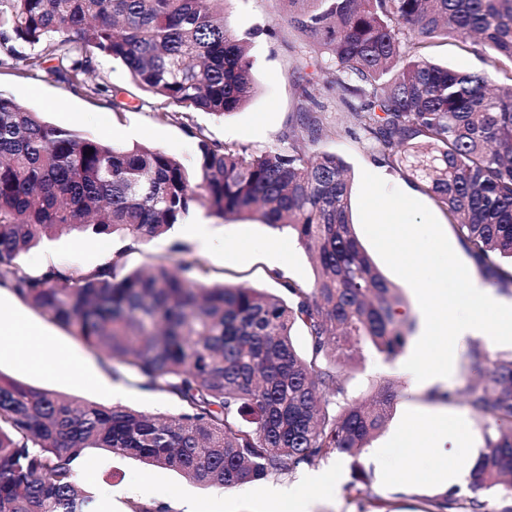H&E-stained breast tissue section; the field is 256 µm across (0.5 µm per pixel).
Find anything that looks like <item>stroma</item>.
I'll list each match as a JSON object with an SVG mask.
<instances>
[{
    "instance_id": "obj_1",
    "label": "stroma",
    "mask_w": 512,
    "mask_h": 512,
    "mask_svg": "<svg viewBox=\"0 0 512 512\" xmlns=\"http://www.w3.org/2000/svg\"><path fill=\"white\" fill-rule=\"evenodd\" d=\"M287 14L286 0H226L224 19L230 30L241 34L255 28L259 34L251 41L256 93L243 109L223 118L192 112L185 121L174 120L170 108L139 90L129 72L108 57L99 58L95 72L81 89L52 78H30L17 69L2 66L0 93L39 113L53 126L117 144L145 142L190 166L198 161V140L194 136L198 130L238 150L279 146L293 113L300 107L294 71L300 61L310 56L303 40L289 29ZM426 54L433 61L460 72L494 73L493 53L469 42L439 37L431 41ZM314 87L323 115L336 132L313 145L312 150L335 154L348 165L355 234L382 275L399 288L405 309H413L419 305V298L415 297L413 288L407 285L400 268L368 222L371 198L406 201L409 209L403 216L405 223L416 225L421 238L436 236L438 244L422 273L423 283H431L438 274L445 273L449 259H458L468 267L473 261L460 241L456 225L448 220L433 196L421 184L409 181L405 174L378 159L362 132L347 116L335 90L326 88L320 80ZM114 88L123 91V99L130 102V109L113 111L109 92ZM191 213L208 224L211 243L207 249H200L186 226L179 224L168 236L136 245L126 256L128 268L159 262L171 266L199 263L207 269L210 281L277 294L281 288L268 276L275 267L266 246L282 241L288 245V256L278 268L285 277L313 283L312 260L287 233L255 217L225 219L213 215L198 203L193 205ZM105 249V240L64 235L32 248L22 256L21 262L35 272L52 262L94 267L106 260ZM0 300L8 303L10 314L20 316L41 332L50 351L43 365L35 369L27 367L16 356L1 355V373L54 393L105 406L114 403L109 387L120 385L125 389L122 400L125 406L164 416L181 413V404L175 397L142 388L128 370L114 369L112 359L106 354L87 347L47 314L28 306L10 288L0 289ZM57 350L72 356L75 366L61 365L53 356ZM408 357V352L404 351L389 361L374 350H364L354 365L342 371L350 396L365 397L386 379L397 381L405 389L408 378L404 365ZM466 365L464 351H457L454 373L448 382L449 390L455 391L457 398L448 408L460 413L467 422L472 435L469 453L475 457L484 445V436L482 424L460 395L470 377ZM357 464L371 474L373 480L370 487L364 488L358 504L353 505L347 499L346 488ZM375 472L368 455L354 459L337 454L319 459L290 475L225 489L203 486L172 470L151 469L138 460L100 452L94 455L91 470L82 473L81 479L86 490L100 502L102 512H126L131 500L161 503L168 506L170 512H376L372 506L376 496L387 501L390 512H426V493L404 482L384 484ZM307 473L328 475V490L310 495L298 509L293 508L287 498H268L267 485L296 488Z\"/></svg>"
}]
</instances>
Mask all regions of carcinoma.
I'll return each mask as SVG.
<instances>
[{"label": "carcinoma", "instance_id": "obj_1", "mask_svg": "<svg viewBox=\"0 0 512 512\" xmlns=\"http://www.w3.org/2000/svg\"><path fill=\"white\" fill-rule=\"evenodd\" d=\"M222 0H0V48L28 71L70 85L107 56L137 88L178 115H230L255 94L250 41L224 25ZM287 23L315 53L355 126L380 159L419 181L457 224L481 273L506 291L512 271V84L429 61L437 37H479L494 68L512 73V0H286ZM303 103L288 148L245 156L202 137L197 168L147 143L117 145L52 126L0 95V285L88 347L126 366L145 388L176 396L162 417L107 407L0 372V512H98L78 477L100 451L232 488L288 475L333 454L359 457L398 400L387 380L361 402L340 363L366 344L392 361L412 321L349 220L348 166L310 155L329 130L315 111L313 78L297 70ZM199 202L216 215L286 229L314 258L311 284L280 281L288 298L210 285L202 265L126 269L134 245L169 234ZM116 237L111 260L50 264L19 258L61 234ZM308 340L300 356L291 339ZM466 402L485 422L471 470L474 491L512 489V352H467ZM429 512H485L454 490Z\"/></svg>", "mask_w": 512, "mask_h": 512}]
</instances>
